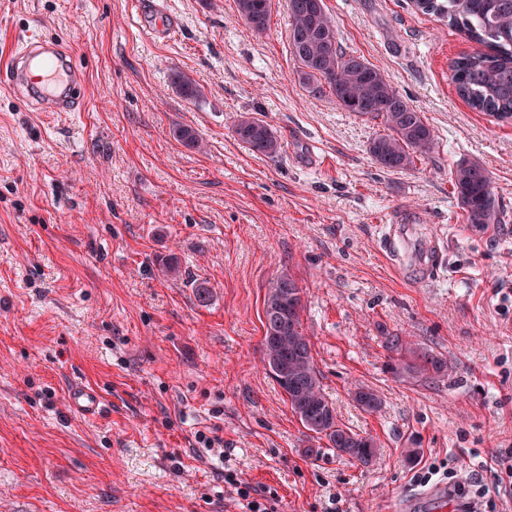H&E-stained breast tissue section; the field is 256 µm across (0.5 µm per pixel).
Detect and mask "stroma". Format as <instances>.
I'll return each mask as SVG.
<instances>
[{
    "mask_svg": "<svg viewBox=\"0 0 512 512\" xmlns=\"http://www.w3.org/2000/svg\"><path fill=\"white\" fill-rule=\"evenodd\" d=\"M324 3L341 43L433 129L413 167L380 168L381 120L295 81L285 0L261 35L235 0H0V55L35 30L87 75L79 112L0 87V512H246L240 486L268 512H389L432 465L441 482L498 483L488 460L512 456V120L457 94L450 65L475 45L446 22L410 0ZM158 11L171 29L152 41ZM175 70L201 99L173 91ZM245 114L276 130L278 155L234 136ZM464 159L487 170L504 223H466L450 182ZM402 214L416 217L403 262H435L422 283L380 248ZM285 272L339 423L377 443L369 465L311 438L265 366L264 298ZM391 335L448 373L398 377ZM77 385L104 394L97 420L71 407ZM360 385L378 411L358 407Z\"/></svg>",
    "mask_w": 512,
    "mask_h": 512,
    "instance_id": "35a3bbf8",
    "label": "stroma"
}]
</instances>
